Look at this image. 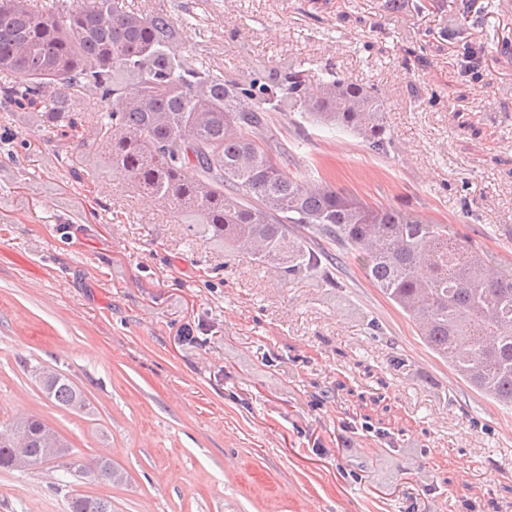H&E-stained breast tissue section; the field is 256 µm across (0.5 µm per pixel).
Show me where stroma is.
<instances>
[{"label":"stroma","instance_id":"stroma-1","mask_svg":"<svg viewBox=\"0 0 512 512\" xmlns=\"http://www.w3.org/2000/svg\"><path fill=\"white\" fill-rule=\"evenodd\" d=\"M126 2L177 19L224 78L259 59L373 88L389 155L278 112L287 173L318 168L512 272V0ZM36 365L88 409L47 399ZM27 414L75 459L112 449L127 480L0 471V512H67L74 490L112 512H512V409L427 349L358 262L283 280L0 108V426ZM45 395L61 406L76 412H83L89 404L78 386L69 378L48 366H35L30 370Z\"/></svg>","mask_w":512,"mask_h":512}]
</instances>
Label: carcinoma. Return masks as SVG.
<instances>
[{"label": "carcinoma", "instance_id": "1", "mask_svg": "<svg viewBox=\"0 0 512 512\" xmlns=\"http://www.w3.org/2000/svg\"><path fill=\"white\" fill-rule=\"evenodd\" d=\"M164 11L138 13L123 0H0V105L32 113L59 141L103 155L134 190L174 214L193 213L224 239L288 280L325 274L335 240L369 283L409 318L424 345L473 388L512 407V274L485 261L441 225L392 206H373L316 179L285 173L266 131L273 112H301L356 135L376 154L393 136L372 88L284 65L267 76L226 80L180 47ZM97 111L81 109L84 94ZM45 392L80 412L88 399L48 366L31 369ZM28 441L29 469L50 465L118 483L112 462L39 451L56 430L38 416L0 430V469H14L10 431ZM69 512H112L111 501L73 493Z\"/></svg>", "mask_w": 512, "mask_h": 512}]
</instances>
